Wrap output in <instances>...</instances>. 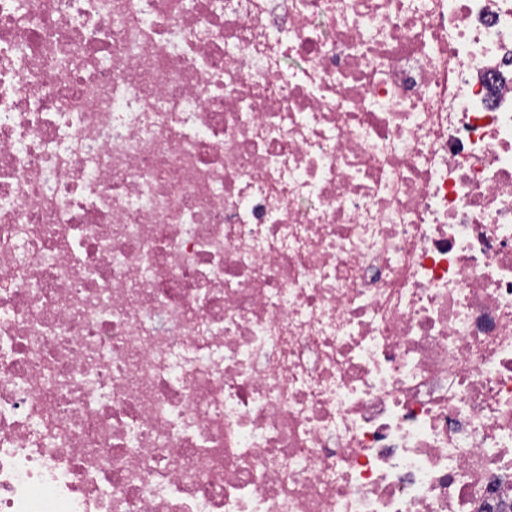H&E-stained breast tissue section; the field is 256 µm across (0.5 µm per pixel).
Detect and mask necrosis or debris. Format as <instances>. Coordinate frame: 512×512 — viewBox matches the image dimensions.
<instances>
[{"label":"necrosis or debris","instance_id":"necrosis-or-debris-1","mask_svg":"<svg viewBox=\"0 0 512 512\" xmlns=\"http://www.w3.org/2000/svg\"><path fill=\"white\" fill-rule=\"evenodd\" d=\"M0 512H512V0H0Z\"/></svg>","mask_w":512,"mask_h":512}]
</instances>
